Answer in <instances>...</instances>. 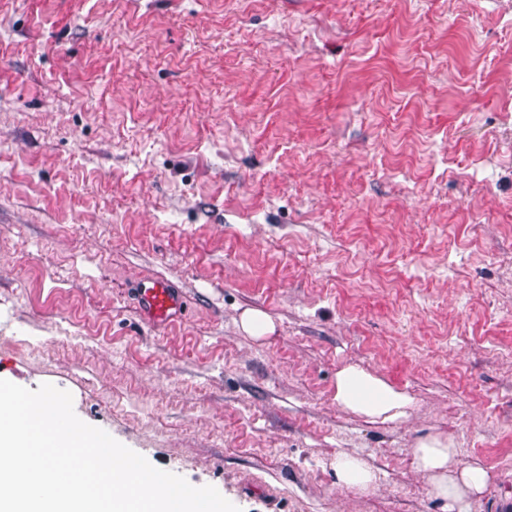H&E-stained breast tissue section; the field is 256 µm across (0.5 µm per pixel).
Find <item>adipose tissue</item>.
I'll use <instances>...</instances> for the list:
<instances>
[{"mask_svg": "<svg viewBox=\"0 0 512 512\" xmlns=\"http://www.w3.org/2000/svg\"><path fill=\"white\" fill-rule=\"evenodd\" d=\"M338 406L357 415L397 421L407 418L411 397L383 378L355 364L336 374ZM417 467L428 477L430 493L441 501L442 512H469L471 501L482 495L493 479L477 461H460L447 438L427 435L412 448Z\"/></svg>", "mask_w": 512, "mask_h": 512, "instance_id": "obj_1", "label": "adipose tissue"}]
</instances>
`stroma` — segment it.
I'll use <instances>...</instances> for the list:
<instances>
[{
  "label": "stroma",
  "mask_w": 512,
  "mask_h": 512,
  "mask_svg": "<svg viewBox=\"0 0 512 512\" xmlns=\"http://www.w3.org/2000/svg\"><path fill=\"white\" fill-rule=\"evenodd\" d=\"M348 364L409 417L340 408ZM0 379L240 512H441L427 434L503 512L512 0H0ZM137 301L141 314L155 321L172 319L181 311L184 303L180 292L164 280L137 288ZM242 327L250 336L261 338L273 332V324L265 315L249 311L243 315ZM336 484L367 490L376 485V474L358 455L345 453L336 458Z\"/></svg>",
  "instance_id": "1"
}]
</instances>
